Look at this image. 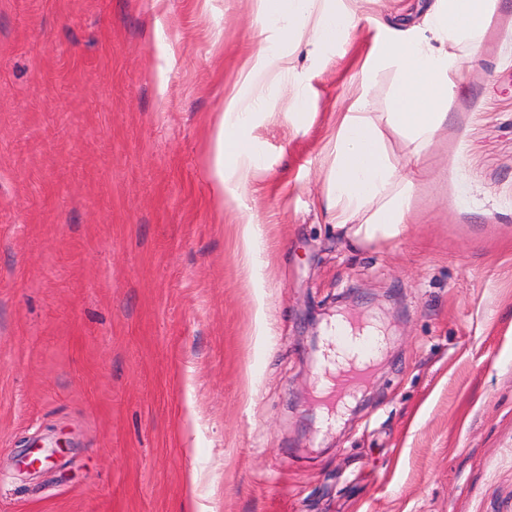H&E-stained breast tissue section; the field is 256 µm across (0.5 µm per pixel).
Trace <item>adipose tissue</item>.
Here are the masks:
<instances>
[{"label": "adipose tissue", "mask_w": 512, "mask_h": 512, "mask_svg": "<svg viewBox=\"0 0 512 512\" xmlns=\"http://www.w3.org/2000/svg\"><path fill=\"white\" fill-rule=\"evenodd\" d=\"M353 0H260L262 9L295 44L319 50L345 41L354 27ZM492 0H427L415 17L379 26L360 92L336 117L333 159L326 174L325 205L336 229L358 244L402 238L412 216L411 190L425 176L422 156L447 121L443 105L452 95L462 47L480 42ZM394 71L390 111L369 112L370 75ZM264 105L263 97L230 96L212 139L211 197L223 204L232 188L246 185L258 167L247 131ZM406 140L410 168L394 163L384 128Z\"/></svg>", "instance_id": "obj_1"}]
</instances>
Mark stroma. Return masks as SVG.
Segmentation results:
<instances>
[{"label": "stroma", "mask_w": 512, "mask_h": 512, "mask_svg": "<svg viewBox=\"0 0 512 512\" xmlns=\"http://www.w3.org/2000/svg\"><path fill=\"white\" fill-rule=\"evenodd\" d=\"M394 7L315 54L259 0H0V512H512V0L407 234L356 245L324 175ZM262 45L293 79L258 86L261 162L220 209L214 123ZM340 316L390 343L326 429L310 338ZM35 440L51 472L19 469ZM257 221L252 214L244 216L240 225V239L243 249V261L251 272L255 269L256 253V225Z\"/></svg>", "instance_id": "obj_1"}]
</instances>
